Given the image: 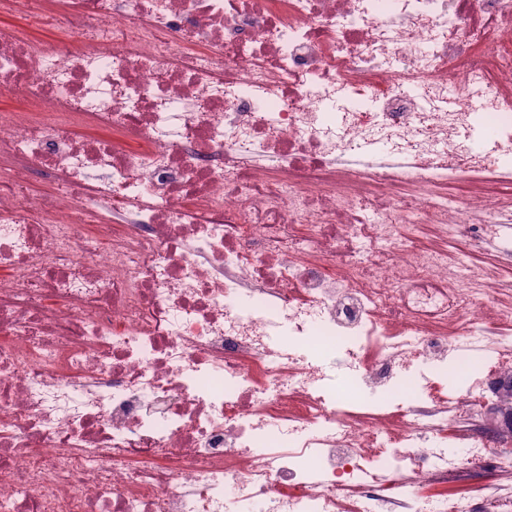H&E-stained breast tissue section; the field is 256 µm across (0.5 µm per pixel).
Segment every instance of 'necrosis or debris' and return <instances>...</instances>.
<instances>
[{
    "label": "necrosis or debris",
    "instance_id": "4bbe7bcc",
    "mask_svg": "<svg viewBox=\"0 0 512 512\" xmlns=\"http://www.w3.org/2000/svg\"><path fill=\"white\" fill-rule=\"evenodd\" d=\"M22 3L0 512H512L427 492L512 466L448 437L512 371V0ZM0 24L7 27L27 29L34 38L46 43L54 42L64 36L61 31L55 29L50 23H33L31 16L25 9L4 16L0 19Z\"/></svg>",
    "mask_w": 512,
    "mask_h": 512
}]
</instances>
